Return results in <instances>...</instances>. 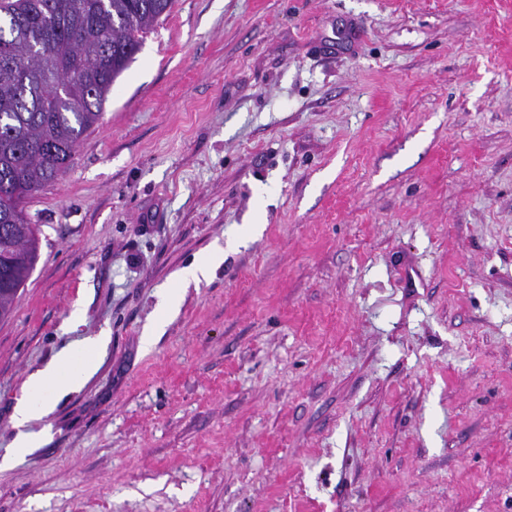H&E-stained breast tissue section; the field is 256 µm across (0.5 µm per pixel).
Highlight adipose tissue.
Instances as JSON below:
<instances>
[{
  "label": "adipose tissue",
  "mask_w": 512,
  "mask_h": 512,
  "mask_svg": "<svg viewBox=\"0 0 512 512\" xmlns=\"http://www.w3.org/2000/svg\"><path fill=\"white\" fill-rule=\"evenodd\" d=\"M105 342L102 336L87 337L83 341L84 357L81 361H74L72 351L65 348L45 369L29 376L27 395L18 402L13 416L18 430L15 441L17 452L36 447L39 436L31 431L32 422L47 418L61 397L82 386L95 370L97 354Z\"/></svg>",
  "instance_id": "ef3b65f1"
}]
</instances>
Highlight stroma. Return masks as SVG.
<instances>
[{
    "instance_id": "stroma-1",
    "label": "stroma",
    "mask_w": 512,
    "mask_h": 512,
    "mask_svg": "<svg viewBox=\"0 0 512 512\" xmlns=\"http://www.w3.org/2000/svg\"><path fill=\"white\" fill-rule=\"evenodd\" d=\"M25 210L0 512H512V0H175ZM105 342L103 336H89L83 341L84 357L79 364H74L73 352L64 348L45 369L28 377V395L18 402L13 416L18 430L13 447L16 452L23 453L36 447L39 435L29 430L32 422L47 418L61 397L82 386L95 370L98 351Z\"/></svg>"
}]
</instances>
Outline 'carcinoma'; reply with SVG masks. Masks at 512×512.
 Instances as JSON below:
<instances>
[{
  "label": "carcinoma",
  "mask_w": 512,
  "mask_h": 512,
  "mask_svg": "<svg viewBox=\"0 0 512 512\" xmlns=\"http://www.w3.org/2000/svg\"><path fill=\"white\" fill-rule=\"evenodd\" d=\"M172 0H0V320L39 257L26 199L67 169L116 78ZM50 59L61 82L42 80Z\"/></svg>",
  "instance_id": "obj_1"
}]
</instances>
